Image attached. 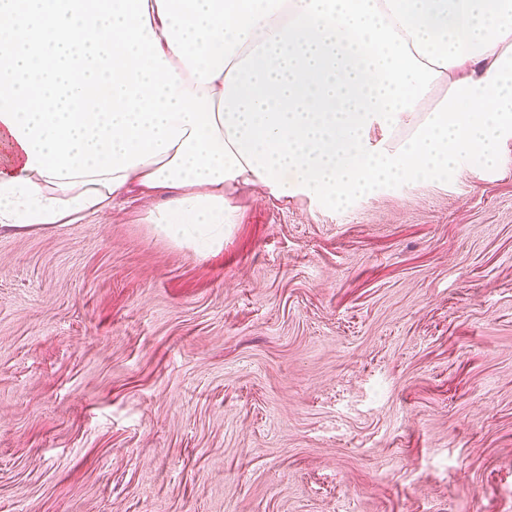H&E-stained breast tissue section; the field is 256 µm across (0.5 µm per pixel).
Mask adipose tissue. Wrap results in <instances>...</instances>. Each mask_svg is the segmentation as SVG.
<instances>
[{
  "label": "adipose tissue",
  "mask_w": 512,
  "mask_h": 512,
  "mask_svg": "<svg viewBox=\"0 0 512 512\" xmlns=\"http://www.w3.org/2000/svg\"><path fill=\"white\" fill-rule=\"evenodd\" d=\"M185 88L212 94L245 168L218 184L145 185L163 153L111 175L50 179L0 122V230L98 224L130 190L163 196L154 234L221 251L250 187L335 208L407 181L496 169L512 138V0H148Z\"/></svg>",
  "instance_id": "adipose-tissue-1"
}]
</instances>
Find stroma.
Listing matches in <instances>:
<instances>
[{
  "mask_svg": "<svg viewBox=\"0 0 512 512\" xmlns=\"http://www.w3.org/2000/svg\"><path fill=\"white\" fill-rule=\"evenodd\" d=\"M221 252L0 231V512H512V139Z\"/></svg>",
  "mask_w": 512,
  "mask_h": 512,
  "instance_id": "1",
  "label": "stroma"
}]
</instances>
